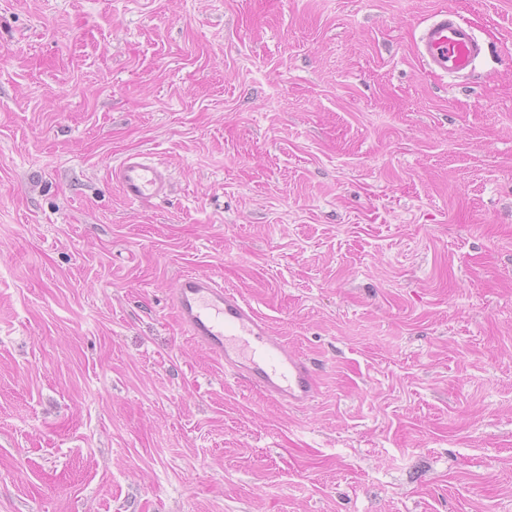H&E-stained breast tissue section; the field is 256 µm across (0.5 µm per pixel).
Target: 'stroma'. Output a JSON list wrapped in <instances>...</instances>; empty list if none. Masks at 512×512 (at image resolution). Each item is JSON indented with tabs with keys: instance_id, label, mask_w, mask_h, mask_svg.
<instances>
[{
	"instance_id": "obj_1",
	"label": "stroma",
	"mask_w": 512,
	"mask_h": 512,
	"mask_svg": "<svg viewBox=\"0 0 512 512\" xmlns=\"http://www.w3.org/2000/svg\"><path fill=\"white\" fill-rule=\"evenodd\" d=\"M187 272L307 407L183 331ZM0 512H512V0H0ZM426 22L416 53L431 71L455 77L466 75L487 51L471 27L454 19L448 11L435 12ZM111 175L123 196L131 202L163 198L169 192L168 171L144 153L126 155L112 169ZM170 299L187 334L224 359V368L237 380L289 408H304L314 400L311 363L272 335L238 291L209 275L186 273Z\"/></svg>"
}]
</instances>
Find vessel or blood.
I'll list each match as a JSON object with an SVG mask.
<instances>
[{
	"label": "vessel or blood",
	"mask_w": 512,
	"mask_h": 512,
	"mask_svg": "<svg viewBox=\"0 0 512 512\" xmlns=\"http://www.w3.org/2000/svg\"><path fill=\"white\" fill-rule=\"evenodd\" d=\"M486 47L466 23L438 11L422 28L416 53L431 71L462 76L472 71ZM123 196L142 202L167 196V170L143 153L126 155L112 170ZM171 304L181 326L219 358L237 380L282 405L300 409L316 394L315 371L307 359L270 333L266 320L235 290L213 277L183 274Z\"/></svg>",
	"instance_id": "vessel-or-blood-1"
}]
</instances>
